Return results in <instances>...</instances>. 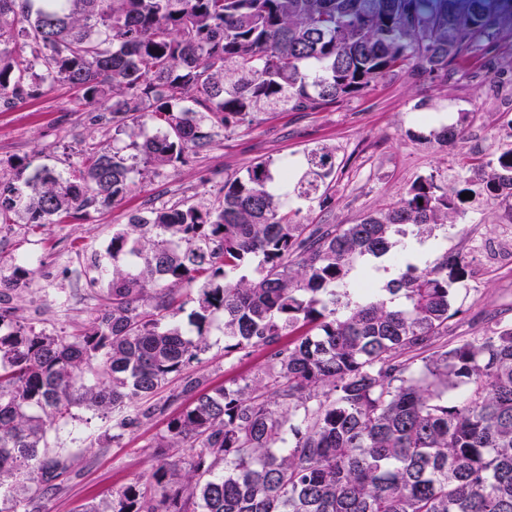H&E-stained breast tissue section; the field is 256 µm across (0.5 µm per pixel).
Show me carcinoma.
<instances>
[{
  "label": "carcinoma",
  "instance_id": "carcinoma-1",
  "mask_svg": "<svg viewBox=\"0 0 512 512\" xmlns=\"http://www.w3.org/2000/svg\"><path fill=\"white\" fill-rule=\"evenodd\" d=\"M499 13L498 0H0L1 105L65 82L93 121L139 137L131 153L86 149L74 179L12 165L0 224L80 221L261 112H320L412 67L444 74L494 39ZM306 164L276 177L256 161L216 203L130 212L80 333L5 330L0 311V512H50L70 470L47 434L74 409L112 415L116 438L178 401L154 447L195 449L186 466L164 459L83 512H512V323L448 343L463 260L409 264L381 294L352 275L447 227L461 196L431 175L356 224H301L290 202L331 203L334 152ZM473 169L486 202L512 197V147ZM32 273H0V288ZM184 283L194 338L170 320ZM216 314L228 354L297 339L266 376L209 388L183 372Z\"/></svg>",
  "mask_w": 512,
  "mask_h": 512
}]
</instances>
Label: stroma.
<instances>
[{
	"instance_id": "35a3bbf8",
	"label": "stroma",
	"mask_w": 512,
	"mask_h": 512,
	"mask_svg": "<svg viewBox=\"0 0 512 512\" xmlns=\"http://www.w3.org/2000/svg\"><path fill=\"white\" fill-rule=\"evenodd\" d=\"M75 89L56 84L45 96L0 106V159L47 165L63 175L78 168L85 146L130 143L129 135L90 121L76 105ZM457 130L440 145L430 131ZM512 144V12L502 11L497 38L490 47L462 53L444 77L401 73L371 85L363 94L321 112H265L252 126L221 138L208 151L165 176L145 178L127 199L112 207L89 209L74 224H49L31 230L23 223L0 228V267L25 255L39 259L33 281L0 292L10 318L46 332L69 335L89 327L108 283L97 280L95 260H107L113 229L131 210L184 199H216L221 181L243 174L258 160L289 161L305 168V155L316 147L333 149L336 174L332 203L293 201L303 224H354L405 196L418 178L435 175L449 188L472 178L473 158L492 159ZM464 214L448 232H437L436 253L465 257L467 289L453 291L457 314L449 322V340L483 335L496 322H512V266L493 262V246L512 230V200L494 204L465 200ZM209 349L191 374L210 386L263 376L273 364V348L250 355L225 354L221 319L207 332ZM165 418L145 422L112 436V421L79 408L68 425L49 436L54 452L66 457L70 479L50 500L51 512H77L80 505L110 506L116 493L161 459L189 461V448H158Z\"/></svg>"
}]
</instances>
